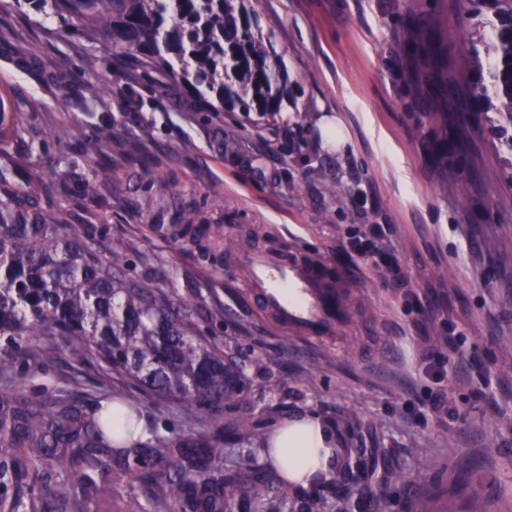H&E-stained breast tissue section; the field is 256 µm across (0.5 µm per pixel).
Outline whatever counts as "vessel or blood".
<instances>
[{"mask_svg": "<svg viewBox=\"0 0 512 512\" xmlns=\"http://www.w3.org/2000/svg\"><path fill=\"white\" fill-rule=\"evenodd\" d=\"M238 263L249 271L251 284L267 308L289 328L322 336L342 319L339 291L321 276L320 262L242 253Z\"/></svg>", "mask_w": 512, "mask_h": 512, "instance_id": "b4317fda", "label": "vessel or blood"}]
</instances>
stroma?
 I'll return each instance as SVG.
<instances>
[{"instance_id":"stroma-1","label":"stroma","mask_w":512,"mask_h":512,"mask_svg":"<svg viewBox=\"0 0 512 512\" xmlns=\"http://www.w3.org/2000/svg\"><path fill=\"white\" fill-rule=\"evenodd\" d=\"M289 93L275 117L214 112L212 92L165 69L123 72L110 52L59 37L50 15L13 13L0 87L24 117L17 149L67 196L42 199L88 239L127 247L125 274L186 302L198 332L242 366L246 395L201 408L143 396L151 436H208L223 469L265 467L264 439L315 414L375 465L377 512H512V153L478 115L464 74V0H251ZM70 61L66 88L51 79ZM110 91L84 109L69 91ZM111 126L112 160L87 152ZM169 190L159 195L155 180ZM96 181L98 196L83 186ZM196 239L165 227L185 218ZM384 228L400 277L351 254L347 235ZM320 259L346 303L324 337L291 333L263 307L238 251ZM27 392L86 405L138 393L93 359L61 352L17 377ZM251 425L242 436L239 421ZM414 478L411 491L386 475ZM159 470L112 468V504Z\"/></svg>"}]
</instances>
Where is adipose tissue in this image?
I'll use <instances>...</instances> for the list:
<instances>
[{"label":"adipose tissue","mask_w":512,"mask_h":512,"mask_svg":"<svg viewBox=\"0 0 512 512\" xmlns=\"http://www.w3.org/2000/svg\"><path fill=\"white\" fill-rule=\"evenodd\" d=\"M277 450V462L294 479L314 470L330 448L336 445V434L321 418L310 415L278 425L270 435Z\"/></svg>","instance_id":"obj_1"}]
</instances>
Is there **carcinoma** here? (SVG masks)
<instances>
[{"label":"carcinoma","mask_w":512,"mask_h":512,"mask_svg":"<svg viewBox=\"0 0 512 512\" xmlns=\"http://www.w3.org/2000/svg\"><path fill=\"white\" fill-rule=\"evenodd\" d=\"M27 3L49 9L58 33L77 35L151 70L173 54L190 63L169 69L171 80L216 93L214 110L252 101L276 113L288 94L262 39L252 30L245 0H0V13ZM476 19L467 58L483 111L498 116V134L512 150V0H467ZM235 81H224L226 60ZM19 113L0 111V155L21 138ZM113 133L103 128L91 150L108 157ZM22 185L0 172V376L18 363L37 364L68 350L95 359L105 375L146 391L198 405H231L247 383L241 367L195 337L188 307L151 285L126 279L122 244L97 245L61 214L47 220L39 200L64 195L22 153L11 155ZM139 397L86 406L73 393L26 395L0 391V512H94L112 496V460L136 472H166L154 493L180 512H278L300 487L265 469L214 474L207 440L167 441L156 448L137 435ZM49 494L35 485L58 470Z\"/></svg>","instance_id":"carcinoma-1"}]
</instances>
